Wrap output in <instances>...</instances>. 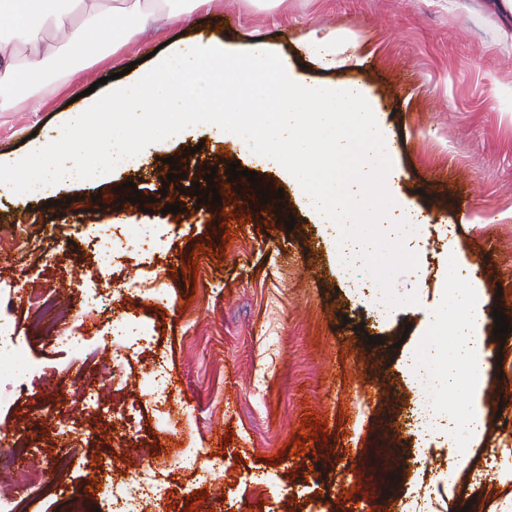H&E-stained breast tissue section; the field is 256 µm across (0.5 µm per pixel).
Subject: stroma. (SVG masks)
<instances>
[{
  "mask_svg": "<svg viewBox=\"0 0 512 512\" xmlns=\"http://www.w3.org/2000/svg\"><path fill=\"white\" fill-rule=\"evenodd\" d=\"M487 3L280 0L268 9L251 0H212L195 11L192 27L158 21L133 43L72 61L69 75L55 57L59 34L46 27L11 42L18 58H43L46 68L0 102V162L56 135L75 95L89 88L104 95V77L159 45L204 36L240 51L250 36L315 80L367 88L396 148L401 193L452 227L489 285L486 309L512 321V20ZM315 29L353 37L358 66L335 73L310 66L305 42ZM170 157L191 161L200 174L239 164L263 186L283 190L285 208L277 212L236 192L219 208L194 204L192 179L163 188ZM136 191L143 200L130 203ZM53 197L48 208L40 197L0 196V320L26 336L28 361L39 374L34 387L0 392V435L35 448L32 462L51 483L24 512H66L73 499L99 505V462L118 482L164 476L166 493L151 512L190 505L197 512H512V481H481L487 450L475 449L461 470L449 464L447 448L423 447L406 423L417 398L447 401L454 412L464 402L459 384L437 391L411 384L402 371L428 328L434 283L448 275V238L430 231L417 269L396 283L402 294L422 285L421 303L380 318L373 294L353 293L337 278L334 250L293 186L263 160L242 156L233 135L214 138L205 125L149 144L138 167L97 182L62 183ZM173 204L180 213H170ZM101 224L111 225L113 238L112 264L102 270L92 244ZM17 226L48 260L16 250ZM147 254L167 286L160 295L129 291L108 307L111 318L136 314L150 344L127 353L105 423L81 394L109 388L107 376L98 370L79 383L68 380L75 354L32 327L28 296L39 288L79 309L92 284L140 279ZM192 260L199 267L193 282L182 274ZM21 266L28 275L18 274ZM489 344L488 439L512 448V331ZM159 356L172 375L167 416L148 384ZM307 416L326 436L307 437V450L286 454ZM183 446L233 462L200 479L176 467ZM368 478L377 492L356 495ZM202 491L207 499H199Z\"/></svg>",
  "mask_w": 512,
  "mask_h": 512,
  "instance_id": "obj_1",
  "label": "stroma"
}]
</instances>
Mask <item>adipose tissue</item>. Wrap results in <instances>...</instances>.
<instances>
[{"instance_id": "ef3b65f1", "label": "adipose tissue", "mask_w": 512, "mask_h": 512, "mask_svg": "<svg viewBox=\"0 0 512 512\" xmlns=\"http://www.w3.org/2000/svg\"><path fill=\"white\" fill-rule=\"evenodd\" d=\"M0 0V87L18 81L21 75L35 76L43 69L42 59L34 57L25 66H18L11 53L7 33L25 31L38 33L52 26L64 37L68 55L86 52L103 53L110 47L129 44L151 26L159 17L189 25L194 9L208 0H191V8L173 9L170 0H118L112 10L90 7L80 23H73L71 14L80 0ZM449 266L453 271V287H439L431 304L429 326L455 322L459 345L449 363V370H467L464 383L466 406L461 415L448 414L439 405L433 406L427 422L430 436L447 434L448 445L454 450L457 467L468 462L470 445L482 442L487 436L485 418V372L489 367L491 351L486 342L485 293L487 285L479 277L477 266L456 248L448 250Z\"/></svg>"}]
</instances>
